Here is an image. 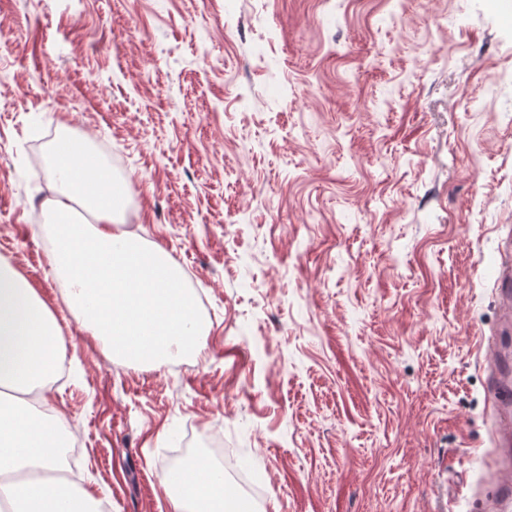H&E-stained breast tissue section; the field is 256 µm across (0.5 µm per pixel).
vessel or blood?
<instances>
[{
  "label": "vessel or blood",
  "instance_id": "obj_1",
  "mask_svg": "<svg viewBox=\"0 0 512 512\" xmlns=\"http://www.w3.org/2000/svg\"><path fill=\"white\" fill-rule=\"evenodd\" d=\"M495 295L506 311L500 332L488 337L490 356L486 362L485 386L495 416V444L512 448V261L503 260L495 279ZM493 512H512V475L496 478L492 497Z\"/></svg>",
  "mask_w": 512,
  "mask_h": 512
}]
</instances>
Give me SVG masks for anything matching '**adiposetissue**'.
<instances>
[{"instance_id": "adipose-tissue-1", "label": "adipose tissue", "mask_w": 512, "mask_h": 512, "mask_svg": "<svg viewBox=\"0 0 512 512\" xmlns=\"http://www.w3.org/2000/svg\"><path fill=\"white\" fill-rule=\"evenodd\" d=\"M64 352L54 315L0 258V512H99L87 491L48 478L59 467L66 418L45 392ZM161 482L172 512H254L202 458Z\"/></svg>"}]
</instances>
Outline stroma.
I'll list each match as a JSON object with an SVG mask.
<instances>
[{"label": "stroma", "instance_id": "obj_1", "mask_svg": "<svg viewBox=\"0 0 512 512\" xmlns=\"http://www.w3.org/2000/svg\"><path fill=\"white\" fill-rule=\"evenodd\" d=\"M112 153L121 230L203 296L198 357L111 359L51 270L46 151ZM0 258L55 313L77 482L170 512L229 451L267 512H475L512 229V0H0Z\"/></svg>", "mask_w": 512, "mask_h": 512}]
</instances>
